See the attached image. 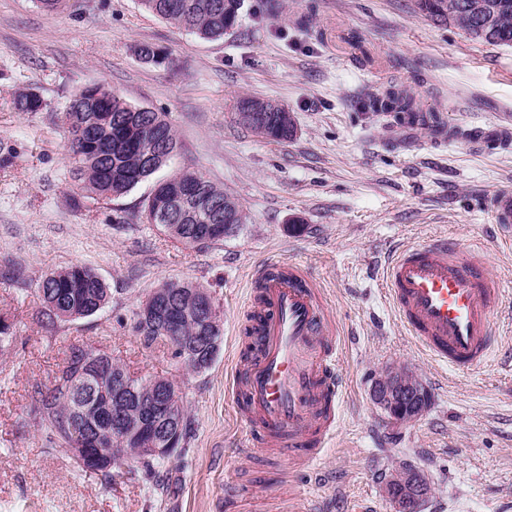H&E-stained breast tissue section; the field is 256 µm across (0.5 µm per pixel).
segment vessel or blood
<instances>
[{
	"label": "vessel or blood",
	"instance_id": "b4317fda",
	"mask_svg": "<svg viewBox=\"0 0 512 512\" xmlns=\"http://www.w3.org/2000/svg\"><path fill=\"white\" fill-rule=\"evenodd\" d=\"M495 226L512 241V193L494 201ZM400 319L435 362L472 370L491 357L501 291L480 247L440 238L393 250L383 268ZM246 354L227 385L254 447L273 452L287 478L309 472L335 433L343 389L340 322L307 271L290 262L254 272Z\"/></svg>",
	"mask_w": 512,
	"mask_h": 512
}]
</instances>
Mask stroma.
<instances>
[{"mask_svg": "<svg viewBox=\"0 0 512 512\" xmlns=\"http://www.w3.org/2000/svg\"><path fill=\"white\" fill-rule=\"evenodd\" d=\"M167 52L143 62L140 45ZM165 113L178 140L167 165L116 200L83 196L66 156L63 114L85 87ZM453 129L440 137L367 109L389 87ZM43 111H17L19 92ZM286 104L297 133L277 142L242 128L244 96ZM184 168L223 186L248 215L239 232L188 248L142 223L156 181ZM512 191V48L438 25L415 0H243L238 26L212 41L142 10L138 0H0V512H220L225 482L274 471L248 459L249 427L225 389L245 340L251 275L274 260L305 267L342 325L340 423L296 492L319 512H390L382 477L401 461L432 491L422 512H512V246L493 200ZM436 238L482 242L503 291L493 359L462 371L428 359L384 290L392 248ZM81 264L108 288L100 312L47 329L38 288ZM166 279L211 292L223 322L212 366L194 373L141 345L133 314ZM71 343L102 349L138 377L180 381L193 418L185 451L117 481L49 451L31 419ZM390 367L413 370L431 400L394 424L374 402Z\"/></svg>", "mask_w": 512, "mask_h": 512, "instance_id": "stroma-1", "label": "stroma"}]
</instances>
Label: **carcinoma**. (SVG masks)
<instances>
[{"mask_svg":"<svg viewBox=\"0 0 512 512\" xmlns=\"http://www.w3.org/2000/svg\"><path fill=\"white\" fill-rule=\"evenodd\" d=\"M477 1L482 9L474 13L460 2ZM148 13L165 19L196 35L217 40L230 34L240 21L241 0H138ZM417 8L435 22L452 25L473 40L512 46V0H417ZM489 24L490 35L475 32L479 22ZM20 112H40L43 101L33 92H22L16 100ZM375 112L406 113L410 123L426 126L435 134L445 126L429 123L405 90L389 89L371 100ZM240 112H254L265 119L241 122L253 133L272 140H288L296 130L293 115L269 99L240 100ZM67 152L72 178L82 192L95 200L118 199L164 167L177 148L176 135L166 115L135 107L112 89L97 85L82 90L64 114ZM231 201L238 218L224 222V202ZM142 217L158 226L169 238L187 246H207L235 235L247 220L242 205L224 188L196 170H182L159 181L145 199ZM159 288L168 292L170 305L156 317L142 319L134 314L133 332L146 347L164 345L192 351L196 372L210 367L219 346L211 343L212 326L206 323L202 306L212 297L202 285L191 281H164ZM42 316L49 326L62 319L88 317L108 303V288L89 268L71 265L47 273L40 284ZM85 345L68 346L63 365L55 373L52 388L37 390L31 410L33 419L47 431L50 450L103 448L107 457L90 461L71 457L83 472H101L112 481L124 475L133 460L147 471L165 460L139 458L135 440L112 438V373H125L140 394L128 406L130 416L146 419L150 413L153 383L133 376L120 361L104 354L91 370L80 373Z\"/></svg>","mask_w":512,"mask_h":512,"instance_id":"obj_1","label":"carcinoma"}]
</instances>
